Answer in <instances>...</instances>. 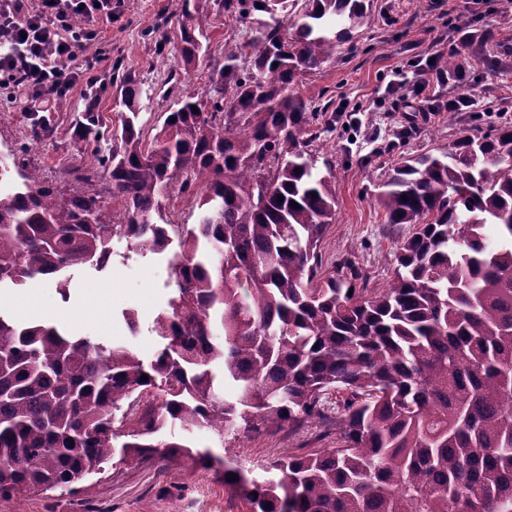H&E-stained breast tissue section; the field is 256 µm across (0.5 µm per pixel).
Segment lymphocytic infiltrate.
<instances>
[{
    "label": "lymphocytic infiltrate",
    "instance_id": "lymphocytic-infiltrate-1",
    "mask_svg": "<svg viewBox=\"0 0 512 512\" xmlns=\"http://www.w3.org/2000/svg\"><path fill=\"white\" fill-rule=\"evenodd\" d=\"M112 11V0H0V85L40 100L62 101L86 75L75 61L84 47L74 19Z\"/></svg>",
    "mask_w": 512,
    "mask_h": 512
}]
</instances>
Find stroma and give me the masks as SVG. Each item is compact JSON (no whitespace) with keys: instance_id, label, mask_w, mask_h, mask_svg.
<instances>
[{"instance_id":"35a3bbf8","label":"stroma","mask_w":512,"mask_h":512,"mask_svg":"<svg viewBox=\"0 0 512 512\" xmlns=\"http://www.w3.org/2000/svg\"><path fill=\"white\" fill-rule=\"evenodd\" d=\"M208 50L202 62L185 70L174 46L158 48L160 37H174L183 23L175 0H112L111 15L84 23L93 35L83 54L95 59L90 82L75 86L52 111L36 113L33 101L0 86V155L27 168L39 169L44 180L60 188L72 183L71 169L89 167L92 155L78 134L86 108L99 117L100 151H107L121 130L117 85L113 70L140 83L139 122L145 131L160 127L178 97L214 95L224 55L234 45L260 37L266 24H284L285 12H255L241 22L211 0L208 6ZM470 40L461 41V32ZM499 43L485 69L472 63L484 47L487 32ZM457 50L458 76L447 84L429 85V61ZM426 92H419L420 84ZM472 88L479 102L494 103L512 113V0H374L372 16L355 39L320 70L305 75L299 93L326 106L336 118L334 132L317 142V157L329 160L336 185V222L321 244L323 272L340 262L355 265L369 287L381 288L394 276V254L409 226L385 224L376 198L385 172L408 154L447 150L459 127L472 115L444 113L449 98ZM421 103L428 116L396 112V99ZM113 261L101 271L86 267L69 273L67 288L57 280L36 282L34 289L0 293V312L23 320L19 301L36 294L45 320L65 334L92 336L104 345L121 341L144 361H151L159 343L150 327L167 307V258L128 254L114 242ZM137 316L139 332L130 335L123 310ZM194 447L222 453L231 448L232 462L246 471L261 472L289 449L332 448L336 434L322 425L293 432L286 429L218 438L209 430H192ZM0 512H248L225 490L220 472L195 470L178 461L159 458L139 465L119 462L84 480L77 492L35 493L21 504L0 502Z\"/></svg>"}]
</instances>
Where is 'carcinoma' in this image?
Segmentation results:
<instances>
[{
	"label": "carcinoma",
	"mask_w": 512,
	"mask_h": 512,
	"mask_svg": "<svg viewBox=\"0 0 512 512\" xmlns=\"http://www.w3.org/2000/svg\"><path fill=\"white\" fill-rule=\"evenodd\" d=\"M177 2L191 20L178 43L189 67L210 0ZM369 5L224 0L237 20L279 7L289 25L225 54L211 108L179 100L148 138L142 88L125 79L120 142L99 169L75 177L67 197L35 170L0 193V288L102 270L117 237L131 252L171 254L173 289L148 364L120 342L0 314L1 501L42 486L72 493L116 456L160 454L224 465V488L250 512H512V123L462 127L448 150L388 170L378 204L386 223L413 231L387 286L367 287L346 264L320 274L336 187L313 144L329 128L296 86L354 38ZM100 169L105 192H91ZM177 180L206 192L200 222L176 230L155 217ZM330 390L342 395L334 419ZM316 422L336 430V447L257 476L161 438L176 424L222 436Z\"/></svg>",
	"instance_id": "1"
}]
</instances>
